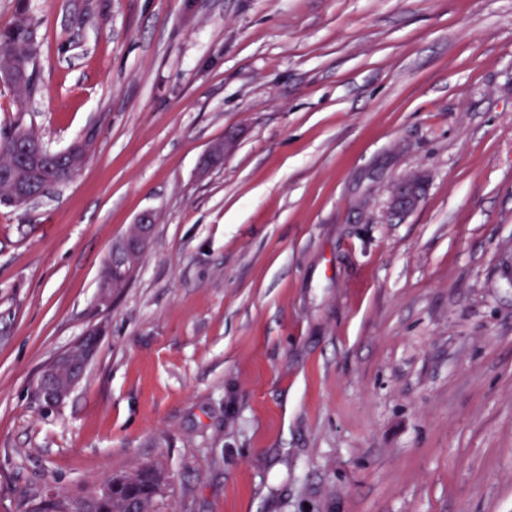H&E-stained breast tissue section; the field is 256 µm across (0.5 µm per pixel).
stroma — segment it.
<instances>
[{"mask_svg":"<svg viewBox=\"0 0 512 512\" xmlns=\"http://www.w3.org/2000/svg\"><path fill=\"white\" fill-rule=\"evenodd\" d=\"M28 9L25 125L95 141L0 209V512L145 463L169 512H512V0ZM415 173L419 207L387 217ZM98 323L43 408L41 368ZM154 221L155 216L152 212L142 213L136 223L132 225L131 231L113 246L109 263L105 267L99 287L98 301L100 306L110 307L112 304V281L115 289L124 288L125 286L124 270L120 268L112 269V260L123 261L138 250H142L150 237ZM103 335L101 324L86 330L74 345L79 347V356L72 351H65L52 358L42 368L37 382L40 396L54 407L61 405L68 394L82 381L86 369L97 352L99 336ZM63 375L67 378L68 388L65 391L58 389L56 378Z\"/></svg>","mask_w":512,"mask_h":512,"instance_id":"1","label":"stroma"}]
</instances>
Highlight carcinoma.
Returning a JSON list of instances; mask_svg holds the SVG:
<instances>
[{
    "instance_id": "obj_1",
    "label": "carcinoma",
    "mask_w": 512,
    "mask_h": 512,
    "mask_svg": "<svg viewBox=\"0 0 512 512\" xmlns=\"http://www.w3.org/2000/svg\"><path fill=\"white\" fill-rule=\"evenodd\" d=\"M0 51L8 59L0 62V68L11 70L17 78L9 84L14 93L15 111H26V102L31 98L36 87V61L39 41L34 23L28 12L26 0H18L13 21L0 27ZM36 140L42 139L32 129L16 119L0 130V206L12 207L4 200L8 183L23 180L35 190L47 192L66 183L59 173L43 169L34 176L9 165L10 147L16 136ZM110 492L103 496L94 490L87 496L69 498L62 496L53 501L54 512H165L168 495V481L163 469L157 465L139 466L131 471L114 474L105 480Z\"/></svg>"
}]
</instances>
